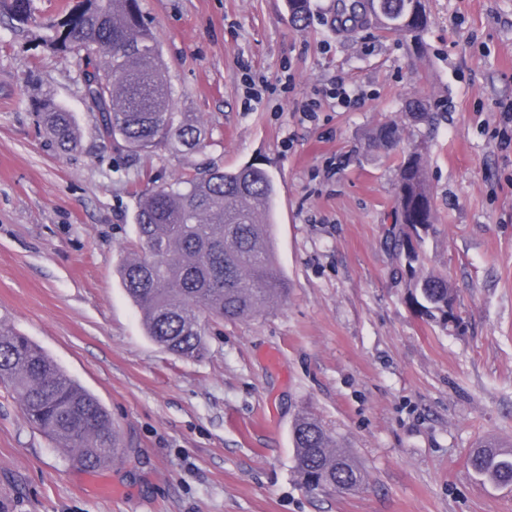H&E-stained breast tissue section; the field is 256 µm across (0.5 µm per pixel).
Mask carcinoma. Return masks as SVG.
<instances>
[{
    "label": "carcinoma",
    "mask_w": 512,
    "mask_h": 512,
    "mask_svg": "<svg viewBox=\"0 0 512 512\" xmlns=\"http://www.w3.org/2000/svg\"><path fill=\"white\" fill-rule=\"evenodd\" d=\"M346 25L356 22L420 43L428 25L424 0H338ZM0 9L26 25L32 0H0ZM48 43L81 66L82 99L98 113L100 136L129 156L166 148L202 147L205 132L192 112L174 110L155 34L139 0H81L47 24ZM108 58L99 67L100 56ZM39 126L62 152L78 146L74 115L50 95L33 103ZM446 105L419 101L412 117L431 125ZM277 185L253 164L237 169L203 166L173 184L138 197L134 256L119 268L122 287L138 307L148 338L186 360L204 351L206 318L236 321L259 314L287 293L272 227ZM425 146L401 163L395 216L388 229L395 255L408 266L419 313L448 323L456 295L448 277L417 275L419 244L435 224ZM0 384L19 401L24 419L65 448L82 468L95 471L129 449L100 401L69 377L27 337L0 324ZM295 469L310 492H353L364 483L356 459L338 446L317 418L299 415L291 429ZM468 464L483 481L512 485V448L479 442Z\"/></svg>",
    "instance_id": "carcinoma-1"
}]
</instances>
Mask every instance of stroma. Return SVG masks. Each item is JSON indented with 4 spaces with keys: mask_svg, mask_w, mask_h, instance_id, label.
<instances>
[{
    "mask_svg": "<svg viewBox=\"0 0 512 512\" xmlns=\"http://www.w3.org/2000/svg\"><path fill=\"white\" fill-rule=\"evenodd\" d=\"M337 0H140L177 111L202 150L130 157L81 101L80 67L36 26L0 16V323L41 346L111 413L129 452L89 472L0 388V512H512L467 454L512 443V0H425L421 44L331 27ZM272 91L254 97L249 78ZM359 94L348 109L326 95ZM77 120L64 153L28 103ZM441 100L437 127L408 106ZM395 124L390 149L372 140ZM427 146L437 222L420 270L447 275L459 324L421 317L386 243L398 166ZM276 180L288 298L211 324L204 355L144 333L117 269L137 192L203 164ZM315 414L364 474L353 494L308 492L291 428Z\"/></svg>",
    "mask_w": 512,
    "mask_h": 512,
    "instance_id": "obj_1",
    "label": "stroma"
}]
</instances>
